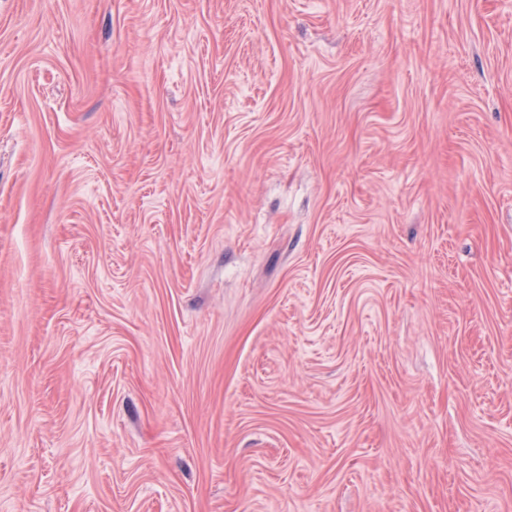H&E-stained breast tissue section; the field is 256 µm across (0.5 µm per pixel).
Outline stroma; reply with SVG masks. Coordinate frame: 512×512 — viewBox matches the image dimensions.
<instances>
[{
  "label": "stroma",
  "instance_id": "obj_1",
  "mask_svg": "<svg viewBox=\"0 0 512 512\" xmlns=\"http://www.w3.org/2000/svg\"><path fill=\"white\" fill-rule=\"evenodd\" d=\"M0 512H512V0H0Z\"/></svg>",
  "mask_w": 512,
  "mask_h": 512
}]
</instances>
